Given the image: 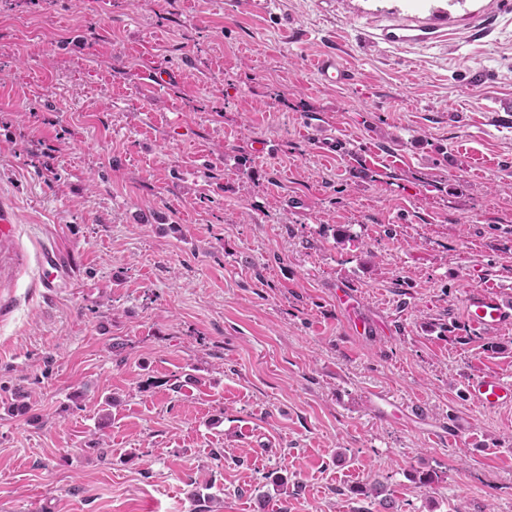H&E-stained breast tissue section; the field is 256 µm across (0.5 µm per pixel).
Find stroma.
<instances>
[{"mask_svg": "<svg viewBox=\"0 0 512 512\" xmlns=\"http://www.w3.org/2000/svg\"><path fill=\"white\" fill-rule=\"evenodd\" d=\"M253 2L0 0V512H512V0ZM316 72L320 81L328 85H344L352 81L351 71L344 67L334 54H326L316 62ZM42 263L46 270L43 287L49 292L63 288L70 281V271L56 250L45 251ZM336 306L346 315L351 330L357 336L372 333L373 323L364 316L357 293L343 285H336ZM467 317L472 327L488 329L512 323V302L496 292L478 290L467 299ZM466 393L474 405L483 409L512 406V380L495 371H484L469 378Z\"/></svg>", "mask_w": 512, "mask_h": 512, "instance_id": "stroma-1", "label": "stroma"}]
</instances>
